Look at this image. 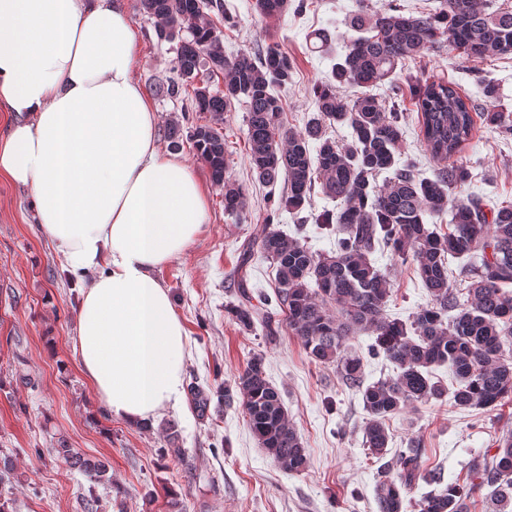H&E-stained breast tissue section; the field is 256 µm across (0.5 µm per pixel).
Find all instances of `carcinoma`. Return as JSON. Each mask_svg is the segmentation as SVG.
<instances>
[{
    "instance_id": "obj_1",
    "label": "carcinoma",
    "mask_w": 512,
    "mask_h": 512,
    "mask_svg": "<svg viewBox=\"0 0 512 512\" xmlns=\"http://www.w3.org/2000/svg\"><path fill=\"white\" fill-rule=\"evenodd\" d=\"M145 13L159 20L158 37L178 43V80L168 84L170 98H191L192 111L210 114V123L194 124L188 140L224 186V212L246 218L245 190L227 177L226 142L217 128L235 101L247 107L246 142L258 180L283 181L287 190L266 206L261 251L276 270V302L294 336L317 364L334 365L340 377L357 387L367 412L365 445L382 457L388 452L386 421L413 402L451 395L455 407L495 409L512 398V204L485 212L478 198L456 196L470 179L457 159L472 136L473 105L454 83L423 81L404 73L405 61L445 43L465 60H485L512 52V6L487 0H437V6L408 14L395 4L368 13L367 0H356L344 53L331 78L315 91L316 116L305 130L285 128L277 90L291 81L294 64L274 46L224 54L223 34L209 10L224 14V27L235 17L213 0H141ZM288 0H255L254 9L274 18ZM223 75L224 89L210 90ZM411 88L421 115L420 133L432 157L448 162L434 177L418 172L417 160L400 151L406 116L371 92L383 85L396 93L400 80ZM360 87L350 98L341 87ZM485 122L512 135V114L488 112ZM340 124L349 138L339 142L325 127ZM388 174L381 185L376 177ZM336 201L333 209L312 214L315 232L336 229V250L316 252L308 242L273 227L281 212L299 215L314 191ZM448 216V228L434 219ZM388 251L413 266L428 293V303L412 318L386 312L389 277L374 265L375 251ZM469 258L467 300L460 302L448 267L449 258ZM251 291L239 284L232 309L243 329L279 336L282 322L268 312L271 300L253 304ZM358 332L374 337L372 356L384 355L396 375L364 384L363 360L352 354ZM448 366L453 390L432 381V368ZM244 398L247 423L266 453L288 474L302 473L310 455L288 420L280 393L267 380L264 357L253 356L235 380ZM199 416L207 415L211 392L190 387ZM71 465L106 478L104 463L85 459L70 448H56ZM419 447L412 445L378 473V512H470L471 492L492 488V512H512V431L496 440L495 453L477 455L467 470L468 484L444 482L437 470L420 471ZM434 486L420 499L408 498L418 480Z\"/></svg>"
}]
</instances>
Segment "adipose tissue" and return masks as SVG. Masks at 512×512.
<instances>
[{
    "instance_id": "adipose-tissue-1",
    "label": "adipose tissue",
    "mask_w": 512,
    "mask_h": 512,
    "mask_svg": "<svg viewBox=\"0 0 512 512\" xmlns=\"http://www.w3.org/2000/svg\"><path fill=\"white\" fill-rule=\"evenodd\" d=\"M123 0H0V177L27 188L41 235L87 275L73 347L109 412L154 423L184 401L188 338L154 272L207 223L191 164L162 153L134 77Z\"/></svg>"
}]
</instances>
